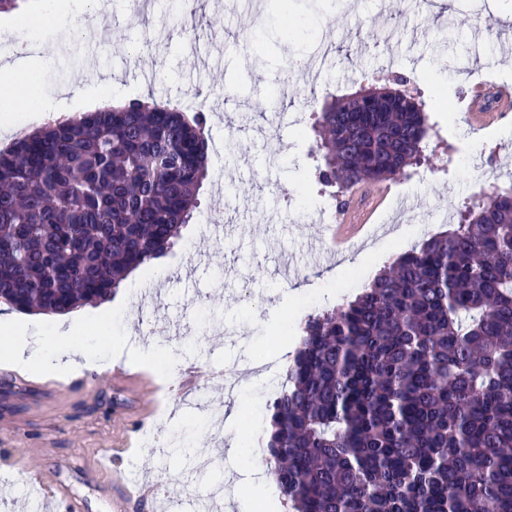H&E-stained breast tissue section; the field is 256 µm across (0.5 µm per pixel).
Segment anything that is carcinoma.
<instances>
[{"label": "carcinoma", "instance_id": "1", "mask_svg": "<svg viewBox=\"0 0 512 512\" xmlns=\"http://www.w3.org/2000/svg\"><path fill=\"white\" fill-rule=\"evenodd\" d=\"M324 107L318 181L400 177L427 148L401 93ZM204 113L135 100L0 149V303L54 315L105 300L190 223ZM269 474L289 512H512V186L311 314L268 407Z\"/></svg>", "mask_w": 512, "mask_h": 512}]
</instances>
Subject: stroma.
<instances>
[{
    "instance_id": "obj_1",
    "label": "stroma",
    "mask_w": 512,
    "mask_h": 512,
    "mask_svg": "<svg viewBox=\"0 0 512 512\" xmlns=\"http://www.w3.org/2000/svg\"><path fill=\"white\" fill-rule=\"evenodd\" d=\"M92 35L96 52L69 29H47L40 0H16L0 12V32L52 44L48 67L37 68L38 92L57 104L32 112L28 81L0 85L11 103L14 130L0 133V149L43 127L50 117L75 118L97 110L100 83L113 78V104L155 96L184 102L190 90L221 101L207 115L208 170L190 224L161 258L132 271L107 301L67 313L81 335L62 336V359L89 355L92 366L59 392L55 374L0 361V512H39L42 473L78 512H240L227 499L175 502L188 482L208 495L224 485L227 468L195 403L200 394L240 412L241 437L262 446L273 397L264 377L243 371L253 356L276 358L286 371L308 315L353 298L395 257L429 234L446 231L477 194L512 185V149L502 130L512 116L482 128V145L470 139L465 117L475 81L512 85V0H448L440 12L417 0H154L142 20L131 0H103L100 11L67 0ZM321 58L315 77L291 75L288 58ZM154 63L152 83L141 81V58ZM420 92L432 130L426 158L406 175L386 181L390 195L411 203L389 214L391 229L359 243L347 255L308 257L323 238L317 207L324 191L315 178L314 114L332 96H350L395 74ZM274 115L277 133L255 138L254 127ZM224 210L216 212V193ZM292 255L300 282L283 281L276 265ZM14 329L0 328V344L25 339L37 351L53 318L13 312ZM140 351L202 361L235 372L233 393L207 385L181 394L176 377L158 365H130L129 375L153 390L112 379L114 338ZM193 443L194 457L211 469L189 479L187 467L168 455L172 440ZM112 454L102 463L103 451ZM136 477L155 495L127 501L121 478Z\"/></svg>"
}]
</instances>
